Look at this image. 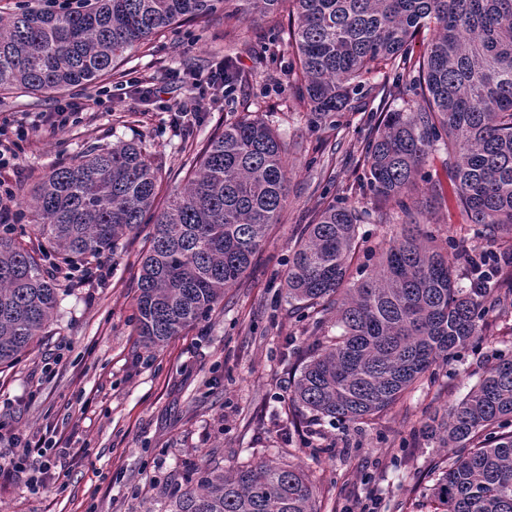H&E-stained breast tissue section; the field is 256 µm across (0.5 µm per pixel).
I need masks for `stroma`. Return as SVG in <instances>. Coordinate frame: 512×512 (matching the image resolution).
Here are the masks:
<instances>
[{
	"label": "stroma",
	"mask_w": 512,
	"mask_h": 512,
	"mask_svg": "<svg viewBox=\"0 0 512 512\" xmlns=\"http://www.w3.org/2000/svg\"><path fill=\"white\" fill-rule=\"evenodd\" d=\"M277 19L216 14L209 25L187 22L136 52L121 75L63 94L21 91L0 100L1 117L38 119L60 101L84 106L104 91L108 106L89 122L40 134L19 158L16 195L55 166L120 140L141 141L159 170V197L181 188L206 139L245 115L268 122L288 149V201L239 283L195 327L162 347L144 348L135 331L136 280L150 226L101 258L102 278L78 285L60 268L65 294L48 338L16 365L0 369V465L17 436L46 433L71 453L43 483L0 479V512H163L189 467H235L283 456L312 481L319 512H349L373 503L376 512H429L432 465L447 457L420 431L424 417L444 414L494 361L512 351V307L490 313L492 348H470L440 368L435 382L406 394L391 409L353 425L313 420L288 401L296 367L311 348L293 313L284 278L290 249L323 203L337 200L373 210L362 148L370 112L402 109L386 99L387 80L367 76L350 111L334 125L314 127L294 59ZM231 60L244 77L227 99L188 134H174L168 113L133 104L124 76H155L168 99L190 89L194 73ZM430 223L451 229L460 246L484 247L473 225L447 198Z\"/></svg>",
	"instance_id": "35a3bbf8"
}]
</instances>
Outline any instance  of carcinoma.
<instances>
[{
	"label": "carcinoma",
	"mask_w": 512,
	"mask_h": 512,
	"mask_svg": "<svg viewBox=\"0 0 512 512\" xmlns=\"http://www.w3.org/2000/svg\"><path fill=\"white\" fill-rule=\"evenodd\" d=\"M291 3L292 44L311 121L333 123L364 75L412 73L395 92L416 101L378 118L365 176L382 202H403L432 152L446 155L458 205L484 239L512 240V0H83L68 12L0 14V94L58 93L119 75L129 53L221 5L273 17ZM432 32L419 57L418 33ZM410 222L351 269L361 214L329 202L288 261V302L316 334L288 395L316 420L359 423L395 405L432 367L486 338L503 298L464 288L469 254L434 224L426 180ZM285 143L244 116L211 136L184 187L156 205L158 169L134 140L53 168L18 219L0 224V366L48 336L61 301L52 270L88 269L143 224L135 322L146 348L205 319L248 270L287 200ZM34 238L33 245L28 238ZM336 327L329 336L326 328ZM425 433L452 456L437 463L433 512H512V353L500 354ZM164 512H318L313 484L286 462L194 470Z\"/></svg>",
	"instance_id": "1"
}]
</instances>
